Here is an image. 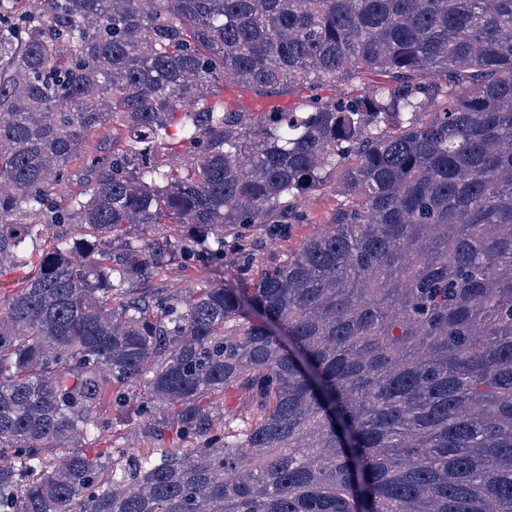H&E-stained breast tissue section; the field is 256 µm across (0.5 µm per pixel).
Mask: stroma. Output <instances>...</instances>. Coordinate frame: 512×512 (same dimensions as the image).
I'll return each instance as SVG.
<instances>
[{
  "label": "stroma",
  "instance_id": "35a3bbf8",
  "mask_svg": "<svg viewBox=\"0 0 512 512\" xmlns=\"http://www.w3.org/2000/svg\"><path fill=\"white\" fill-rule=\"evenodd\" d=\"M224 100L233 109L247 112H273L288 109L295 97L285 94L255 96L232 83L224 85ZM337 198L330 191H315L302 199V208L308 215L304 224L286 221L277 224H251L224 234V256L216 262H173L153 269L140 281L136 292L156 295L162 292L183 291L196 287L199 281H215L242 285L256 281L261 270L296 250L312 235L323 231L336 211ZM106 427L94 442L72 441L67 450H84L94 447L106 452L113 448L141 451L153 447L152 439L144 437L146 423L140 412L139 396L129 397L120 409L104 407Z\"/></svg>",
  "mask_w": 512,
  "mask_h": 512
}]
</instances>
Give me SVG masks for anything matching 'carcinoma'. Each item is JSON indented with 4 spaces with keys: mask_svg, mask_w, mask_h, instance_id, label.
Here are the masks:
<instances>
[{
    "mask_svg": "<svg viewBox=\"0 0 512 512\" xmlns=\"http://www.w3.org/2000/svg\"><path fill=\"white\" fill-rule=\"evenodd\" d=\"M8 17L0 272L67 232L0 294V512H512V0ZM226 81L307 95L254 115ZM114 123L123 140L90 145ZM329 183L331 226L256 282L133 295ZM151 224L198 238L156 246ZM137 380L186 447L47 453ZM231 389L256 404L241 426L207 402Z\"/></svg>",
    "mask_w": 512,
    "mask_h": 512,
    "instance_id": "obj_1",
    "label": "carcinoma"
}]
</instances>
